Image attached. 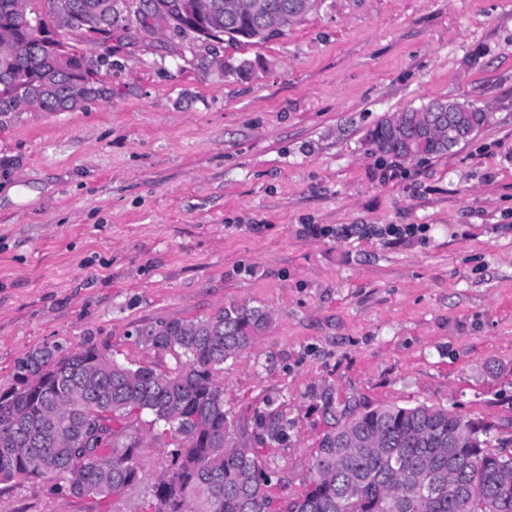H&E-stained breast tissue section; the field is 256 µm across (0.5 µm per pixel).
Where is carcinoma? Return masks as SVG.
<instances>
[{"label": "carcinoma", "mask_w": 512, "mask_h": 512, "mask_svg": "<svg viewBox=\"0 0 512 512\" xmlns=\"http://www.w3.org/2000/svg\"><path fill=\"white\" fill-rule=\"evenodd\" d=\"M117 0H75L95 9L83 24L61 27L55 0H0V35L14 50L0 55V116L21 109L17 83L38 88L47 73L59 76L44 112H67L103 93L102 69L112 71V47L100 42L101 6ZM112 8L110 26H148L163 7L177 29L205 38L197 0H126ZM274 38L256 15L241 12L224 25L231 47ZM67 47L55 56L47 44ZM251 61L224 62V74L247 79ZM466 119L461 129L448 111ZM486 116L463 99H435L381 118L364 143L372 154L402 160L447 154L482 127ZM259 306L231 303L209 317L162 319L136 329L145 348L172 355L166 370L131 367L91 342L76 350L37 346L14 363L0 391V484L47 481L78 501L118 500L145 480L143 439L135 428L144 414L166 461L152 474L150 500L129 512H512V438L492 439L482 424L442 406H378L338 419L319 441L302 493H286L272 479L260 449L287 439L288 419L269 412L245 438L224 410V363L241 358L268 328ZM89 425L88 445L81 428Z\"/></svg>", "instance_id": "obj_1"}]
</instances>
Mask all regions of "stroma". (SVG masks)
<instances>
[{
	"label": "stroma",
	"instance_id": "35a3bbf8",
	"mask_svg": "<svg viewBox=\"0 0 512 512\" xmlns=\"http://www.w3.org/2000/svg\"><path fill=\"white\" fill-rule=\"evenodd\" d=\"M112 46L102 96L0 120L1 386L46 343L173 366L138 326L239 302L270 327L225 364L224 408L288 419L263 454L290 493L351 410L439 405L512 435V0H323L242 49L243 82L225 43L163 21ZM435 98L488 120L442 157L368 153L379 119ZM128 506L0 484V512Z\"/></svg>",
	"mask_w": 512,
	"mask_h": 512
}]
</instances>
